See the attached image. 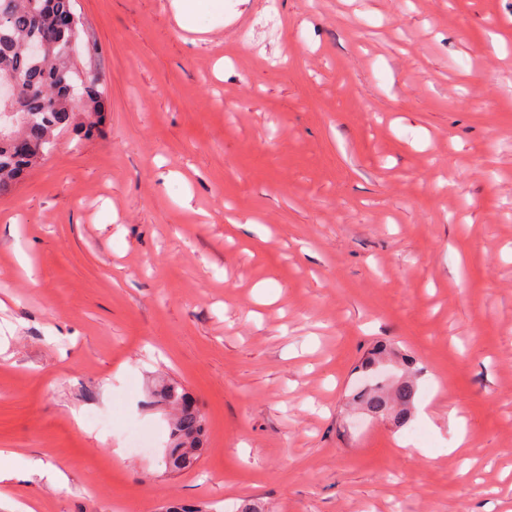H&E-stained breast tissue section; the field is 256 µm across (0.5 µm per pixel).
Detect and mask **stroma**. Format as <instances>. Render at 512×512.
Wrapping results in <instances>:
<instances>
[{
	"mask_svg": "<svg viewBox=\"0 0 512 512\" xmlns=\"http://www.w3.org/2000/svg\"><path fill=\"white\" fill-rule=\"evenodd\" d=\"M223 2L76 0L108 110L0 197V448L68 478L15 512H512V0ZM179 26L186 30H194L191 20L198 12L218 10L219 0H173ZM388 378L379 379L365 387L357 396V403L367 413L384 416L392 412L393 420L405 424L411 415L416 394L415 385L408 378L387 384ZM396 408V409H395ZM156 395L160 402L171 405L174 410L166 466L171 472L188 469L202 454L204 417L184 388L173 380L162 383Z\"/></svg>",
	"mask_w": 512,
	"mask_h": 512,
	"instance_id": "obj_1",
	"label": "stroma"
}]
</instances>
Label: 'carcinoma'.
<instances>
[{"label": "carcinoma", "mask_w": 512, "mask_h": 512, "mask_svg": "<svg viewBox=\"0 0 512 512\" xmlns=\"http://www.w3.org/2000/svg\"><path fill=\"white\" fill-rule=\"evenodd\" d=\"M73 16L72 0H0V77L17 78L21 116L12 138H0V195L10 193L25 172L52 151L55 132L72 128L89 136L102 123L107 105L102 75L83 79L66 53ZM33 40L57 43L59 51L46 59H32L25 45ZM415 394L411 380L389 384L381 377L358 394L357 403L368 413L391 412L395 422L404 424ZM157 397L174 410L166 466L172 472L188 469L202 454L204 417L173 380L160 385Z\"/></svg>", "instance_id": "carcinoma-1"}]
</instances>
